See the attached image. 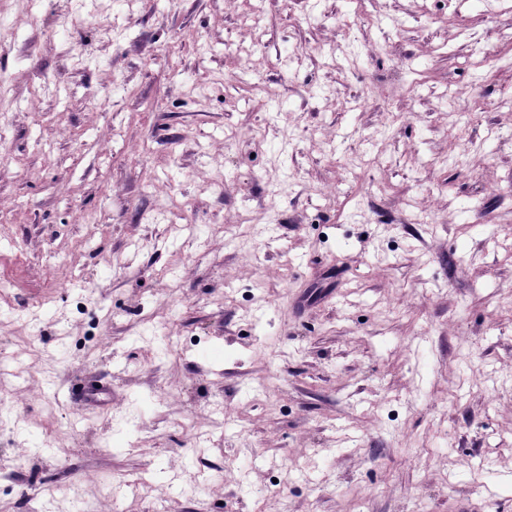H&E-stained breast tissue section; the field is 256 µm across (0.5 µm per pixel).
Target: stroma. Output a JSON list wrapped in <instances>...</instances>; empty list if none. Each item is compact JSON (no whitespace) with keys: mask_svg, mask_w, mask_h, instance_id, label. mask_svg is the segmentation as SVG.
<instances>
[{"mask_svg":"<svg viewBox=\"0 0 512 512\" xmlns=\"http://www.w3.org/2000/svg\"><path fill=\"white\" fill-rule=\"evenodd\" d=\"M0 12V512H512V0Z\"/></svg>","mask_w":512,"mask_h":512,"instance_id":"obj_1","label":"stroma"}]
</instances>
